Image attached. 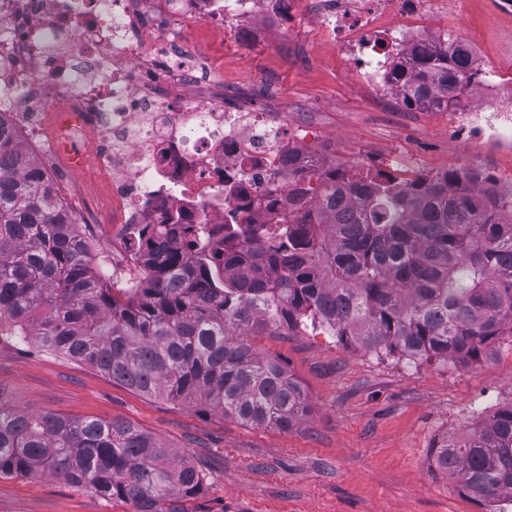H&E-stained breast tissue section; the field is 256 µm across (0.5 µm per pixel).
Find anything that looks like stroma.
Masks as SVG:
<instances>
[{
  "instance_id": "35a3bbf8",
  "label": "stroma",
  "mask_w": 512,
  "mask_h": 512,
  "mask_svg": "<svg viewBox=\"0 0 512 512\" xmlns=\"http://www.w3.org/2000/svg\"><path fill=\"white\" fill-rule=\"evenodd\" d=\"M449 36L497 62L496 82L512 84V15L494 0H464L448 15ZM224 81L215 89L236 111L284 112L290 130L328 151L330 163L404 180L464 170L478 159L484 176L512 192V141H457L456 110L420 112L382 101L338 57L330 34L301 0L284 32L253 46L225 35L211 51ZM93 158L63 170L77 196L106 206L89 177ZM279 360L307 395L310 412L290 429L247 427L192 404L148 397L90 365L14 337L0 336V392L10 405L75 420H123L162 440L206 474L195 512H486L436 465L438 443L489 420L512 390V338L479 360L409 361L377 355L321 331L249 339ZM92 490L42 475L0 478V512H134Z\"/></svg>"
}]
</instances>
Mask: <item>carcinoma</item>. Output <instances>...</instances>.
Returning a JSON list of instances; mask_svg holds the SVG:
<instances>
[{"mask_svg": "<svg viewBox=\"0 0 512 512\" xmlns=\"http://www.w3.org/2000/svg\"><path fill=\"white\" fill-rule=\"evenodd\" d=\"M461 52L421 49L391 82L409 108L459 106L481 80ZM0 123V335L31 340L147 396L206 404L246 426L289 429L308 413L303 387L249 336L325 330L411 360H478L512 336V194L481 202L460 173L399 181L332 165L325 204L295 191L271 232L224 226L219 254L191 224L163 247L132 294L94 276L51 191ZM437 465L484 500L512 499V404L467 439H445ZM49 474L139 512H191L205 474L174 463L126 421L31 414L0 399V478Z\"/></svg>", "mask_w": 512, "mask_h": 512, "instance_id": "obj_1", "label": "carcinoma"}]
</instances>
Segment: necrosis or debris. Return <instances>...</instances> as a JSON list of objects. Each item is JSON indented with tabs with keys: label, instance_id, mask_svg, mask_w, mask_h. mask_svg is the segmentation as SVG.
I'll return each mask as SVG.
<instances>
[{
	"label": "necrosis or debris",
	"instance_id": "necrosis-or-debris-1",
	"mask_svg": "<svg viewBox=\"0 0 512 512\" xmlns=\"http://www.w3.org/2000/svg\"><path fill=\"white\" fill-rule=\"evenodd\" d=\"M300 0H0V119L34 163L37 183L50 187L59 212L57 163L96 153L112 199L101 223L94 203L82 212L79 237L112 254V281L133 287L145 257L133 243L146 225L161 227L158 243L180 244L177 225L216 234L238 212L272 227L292 212L289 167L325 166L323 153L257 112L226 110L211 88L223 77L209 48H186L187 35L244 29L263 43ZM446 0H324L318 24L335 38L342 61L392 100L395 66L414 48L438 40ZM395 31L381 50V26ZM456 138L512 134V85L478 87ZM54 116L63 139L44 134Z\"/></svg>",
	"mask_w": 512,
	"mask_h": 512
}]
</instances>
